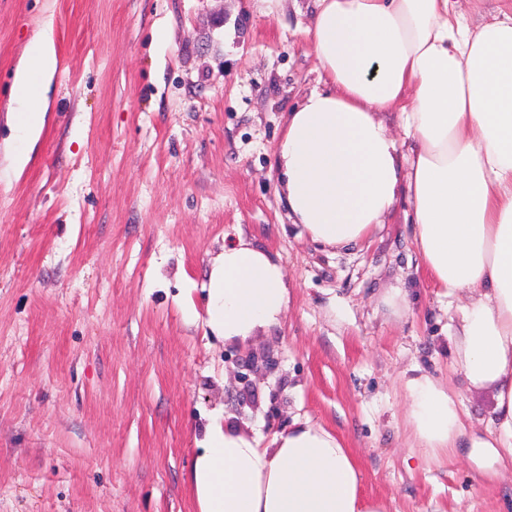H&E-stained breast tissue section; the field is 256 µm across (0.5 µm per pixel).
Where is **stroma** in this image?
Returning <instances> with one entry per match:
<instances>
[{
    "mask_svg": "<svg viewBox=\"0 0 512 512\" xmlns=\"http://www.w3.org/2000/svg\"><path fill=\"white\" fill-rule=\"evenodd\" d=\"M313 0H0V512H198L190 470L221 423L271 443L340 436L386 512H512V462L418 459L404 383L448 382L484 430L491 389L451 371L456 298L418 267L398 196L369 241L312 242L279 196L289 112L318 84ZM51 26L59 65L15 167L10 86ZM280 254L291 301L244 342L205 323L238 237ZM409 294L393 314L383 298ZM257 406L238 403L239 358Z\"/></svg>",
    "mask_w": 512,
    "mask_h": 512,
    "instance_id": "35a3bbf8",
    "label": "stroma"
}]
</instances>
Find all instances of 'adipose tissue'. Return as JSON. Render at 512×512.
<instances>
[{"instance_id": "ef3b65f1", "label": "adipose tissue", "mask_w": 512, "mask_h": 512, "mask_svg": "<svg viewBox=\"0 0 512 512\" xmlns=\"http://www.w3.org/2000/svg\"><path fill=\"white\" fill-rule=\"evenodd\" d=\"M306 34L321 73L278 145L288 216L318 244L355 247L406 195L423 272L461 300L454 368L469 387L495 394L480 434L442 380L407 379L414 444L438 465L461 448L512 459V0L475 27L453 16L452 0H315ZM26 58L11 95L23 117L13 126L20 166L57 70L48 31ZM382 112L398 113L407 152ZM207 295V325L228 341L278 322L290 301L280 256L242 237L213 262ZM190 484L199 512H385L364 496L351 449L307 420L268 447L210 430Z\"/></svg>"}]
</instances>
